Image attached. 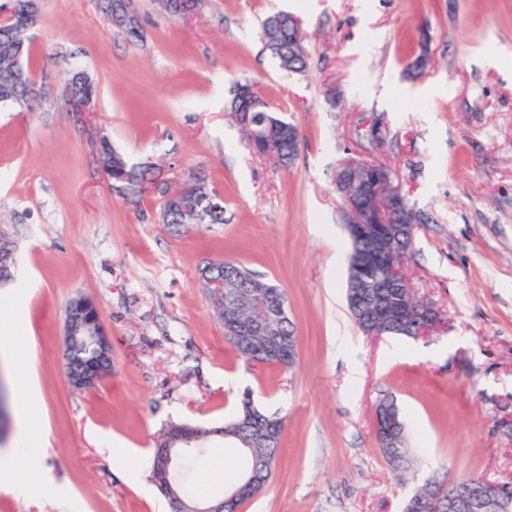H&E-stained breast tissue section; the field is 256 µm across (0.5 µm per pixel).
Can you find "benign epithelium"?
I'll return each mask as SVG.
<instances>
[{
	"label": "benign epithelium",
	"mask_w": 512,
	"mask_h": 512,
	"mask_svg": "<svg viewBox=\"0 0 512 512\" xmlns=\"http://www.w3.org/2000/svg\"><path fill=\"white\" fill-rule=\"evenodd\" d=\"M174 16L187 19L197 13L195 0H171ZM65 103L74 112L90 115L95 111V101L91 97H76L65 93ZM350 167L361 166L371 174L367 192L362 197H354L349 192L341 193V210L348 214L350 222L359 225L364 233L363 250L372 255L373 260L386 259L390 272L376 282V287L384 292L394 290L408 291L410 281L405 273L409 252L397 255L380 247L383 236L379 228L384 226L393 230L392 218L404 208V195L393 186L390 171L378 164L350 159L345 162ZM280 303L270 293L257 295L244 292L236 295L224 304L215 316L222 320L235 339V344L246 351L248 360L267 364L275 356L288 354V359L298 357L296 337L284 336L278 329ZM373 327L370 334L378 335V327L390 324H404L409 334L417 338L438 329L443 323L441 310L427 299L412 294L403 299L398 308L379 307L371 311ZM98 336V354L90 363H77L66 358L65 374L70 385L80 390L93 388L111 363V346L103 320L96 325ZM238 433L248 434V457L245 470L228 486L224 495L211 499L192 508L184 507L177 486L175 473L179 460L190 451L199 447L201 440L210 436L227 438L231 433L227 428L206 429L198 426H186L172 439V446L166 449L155 482L159 491L168 500L171 512H226L225 503L235 502L242 505L257 496L265 482V468L254 452L255 443L268 442L273 434L280 430L277 421L248 404L244 406L238 421L233 424ZM401 431V423L393 414L391 400L381 401L375 411V433L380 439L392 437ZM466 493L478 512H509L512 509V485L493 481L464 482L455 481L445 486L433 480H427L422 488L408 501V512H457L459 494Z\"/></svg>",
	"instance_id": "1"
}]
</instances>
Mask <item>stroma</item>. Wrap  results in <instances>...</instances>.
<instances>
[{"label":"stroma","mask_w":512,"mask_h":512,"mask_svg":"<svg viewBox=\"0 0 512 512\" xmlns=\"http://www.w3.org/2000/svg\"><path fill=\"white\" fill-rule=\"evenodd\" d=\"M31 109L0 108V236L33 287L12 331L38 399L11 411L0 449L32 485L0 512H168L150 460L171 423L228 421L243 393L285 422L272 478L241 512H404L429 477L512 481V0H307V75L282 71L260 39L286 0H203L189 19L133 0L139 42L97 0H38ZM426 66L413 77L417 57ZM82 70L92 115L64 91ZM252 81L298 126L286 166L254 154L226 106ZM384 140L364 135L372 120ZM169 178L204 170L220 224L161 223L129 204L97 163L99 136ZM386 166L425 215L406 273L444 323L418 338L373 336L344 302L348 251L335 172ZM247 266L282 288L299 342L290 368L239 357L203 286L208 261ZM90 297L112 367L89 390L67 381L65 309ZM396 401L418 475L382 457L374 410ZM38 445L15 448L20 421ZM194 492L219 496L238 451L210 438Z\"/></svg>","instance_id":"35a3bbf8"}]
</instances>
